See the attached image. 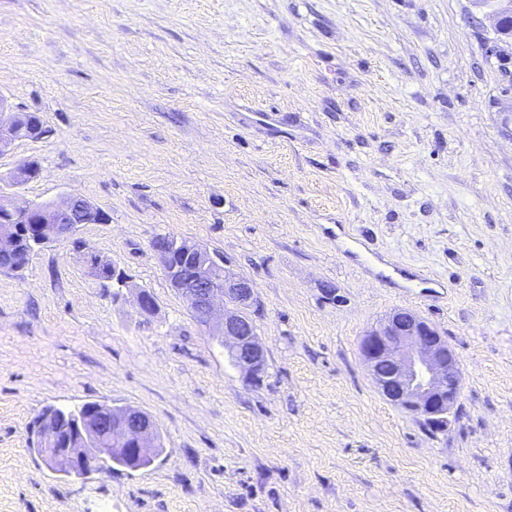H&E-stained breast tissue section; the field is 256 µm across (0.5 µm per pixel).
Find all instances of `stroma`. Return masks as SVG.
Segmentation results:
<instances>
[{"mask_svg":"<svg viewBox=\"0 0 512 512\" xmlns=\"http://www.w3.org/2000/svg\"><path fill=\"white\" fill-rule=\"evenodd\" d=\"M0 94L46 128L0 157L39 164L19 200L111 218L0 271V512H512V46L472 0H0ZM159 235L252 281L260 384ZM397 308L461 362L434 436L360 354ZM94 401L154 418L153 465H46L33 419Z\"/></svg>","mask_w":512,"mask_h":512,"instance_id":"obj_1","label":"stroma"}]
</instances>
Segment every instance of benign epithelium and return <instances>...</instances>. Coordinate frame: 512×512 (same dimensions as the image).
Masks as SVG:
<instances>
[{"instance_id":"7a95c632","label":"benign epithelium","mask_w":512,"mask_h":512,"mask_svg":"<svg viewBox=\"0 0 512 512\" xmlns=\"http://www.w3.org/2000/svg\"><path fill=\"white\" fill-rule=\"evenodd\" d=\"M490 8L495 30L508 33L503 19L512 16V0H472ZM20 110L0 95V156L16 141H36L43 124L33 131L19 124ZM109 215L78 194L56 202H21L0 187V252L18 248L15 224H33L36 239L46 246L74 238L79 224H107ZM172 286L192 315L212 336H218L230 361L250 383L267 369L266 347L258 334L253 284L236 272L220 254L187 240L152 247ZM141 315L155 314L156 302L146 290L136 295ZM361 356L382 395L394 406L427 423L436 432L447 430L449 415L462 386L459 359L447 340L418 315L395 310L372 327L360 342ZM36 434L49 466L80 477L98 461L109 469L131 471L151 466L161 453L159 429L153 418L131 407L107 403L83 405L65 412L55 409L38 418Z\"/></svg>"}]
</instances>
